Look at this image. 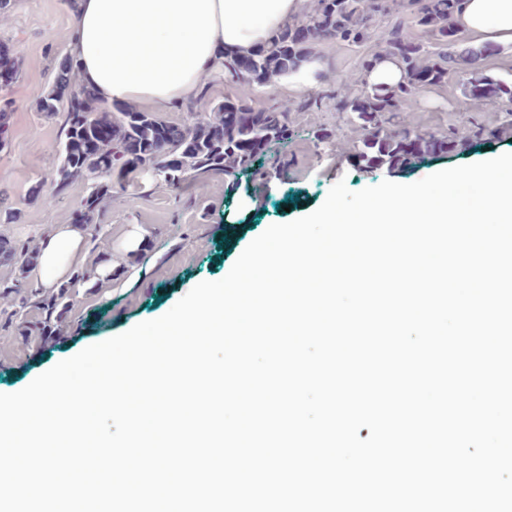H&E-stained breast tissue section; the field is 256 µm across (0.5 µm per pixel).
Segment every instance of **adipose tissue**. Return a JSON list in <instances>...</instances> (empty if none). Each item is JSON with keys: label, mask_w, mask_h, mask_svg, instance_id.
Listing matches in <instances>:
<instances>
[{"label": "adipose tissue", "mask_w": 512, "mask_h": 512, "mask_svg": "<svg viewBox=\"0 0 512 512\" xmlns=\"http://www.w3.org/2000/svg\"><path fill=\"white\" fill-rule=\"evenodd\" d=\"M299 0H77L69 52L82 82L106 103L140 101L164 111L196 96L222 52L264 43ZM474 42L512 45V0H459L455 15ZM33 274L44 288L67 280L85 255V233L62 224L43 236Z\"/></svg>", "instance_id": "obj_1"}]
</instances>
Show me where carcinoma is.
Returning a JSON list of instances; mask_svg holds the SVG:
<instances>
[{"label": "carcinoma", "instance_id": "cac0c4a2", "mask_svg": "<svg viewBox=\"0 0 512 512\" xmlns=\"http://www.w3.org/2000/svg\"><path fill=\"white\" fill-rule=\"evenodd\" d=\"M400 7L414 14L421 36H411L396 19L383 45L364 60L368 70L383 56L396 59L404 74L400 84L353 96L327 89L296 103L297 110L306 112L332 102L337 111L349 112L361 121L365 136L354 161L360 170L395 168L418 155L461 146L467 139L459 131L439 141L433 135L412 136L405 129L384 128L421 88L444 83L451 64L464 61L472 67L487 51L485 46H464L465 39L453 20L456 0H404ZM391 10L388 0H310L302 15L288 19L265 43L244 55H224L220 72L230 80L271 83L307 63L319 41H368L375 17H388ZM77 70L74 60L63 59L54 68L49 88L37 99L47 118L61 115L64 121L58 144L60 165L50 179L32 187L31 195L51 204L72 182H85L89 192L81 202L80 219L88 228L103 201L112 197V182L102 179L104 175L122 182L147 172L183 196L214 176L239 178L252 167L255 157L288 139L281 113L247 101L215 97L208 83L187 104L193 122L173 125L133 105L108 109L91 87L76 79ZM466 93L475 101H512L511 85L477 71L472 72ZM38 258L30 245L0 238V264L18 272L15 278L0 281V298H13L10 307L0 309V328L14 327L31 336L29 309L40 310L41 326L53 329L62 326L72 309L74 285L69 282L50 298L36 292L21 294V276Z\"/></svg>", "mask_w": 512, "mask_h": 512}]
</instances>
